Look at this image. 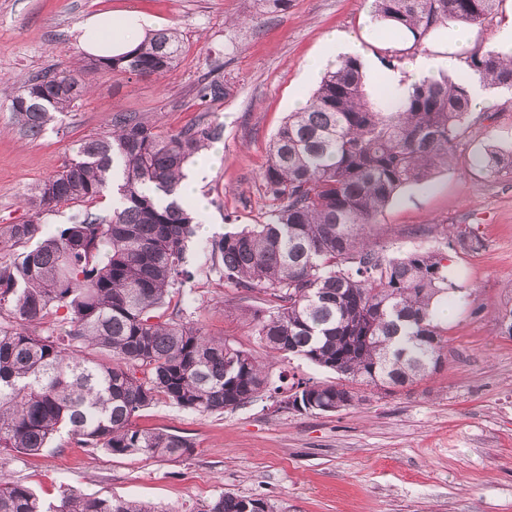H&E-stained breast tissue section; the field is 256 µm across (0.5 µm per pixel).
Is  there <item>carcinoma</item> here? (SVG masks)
<instances>
[{"label": "carcinoma", "mask_w": 512, "mask_h": 512, "mask_svg": "<svg viewBox=\"0 0 512 512\" xmlns=\"http://www.w3.org/2000/svg\"><path fill=\"white\" fill-rule=\"evenodd\" d=\"M500 0H373L394 68L440 29L483 25ZM182 51L176 29L100 58V74L161 76ZM456 79L428 77L408 97L372 92L360 64L345 58L322 76L308 105L274 135L263 171L259 224L210 240L224 283L269 296L253 313L270 361L209 335L174 291L193 278L187 256L197 214L177 196L190 159L221 136L217 126L161 136L135 112L116 113L102 134L81 140L62 171L27 198L32 216L0 226V449L38 455L66 436L114 456L179 458L182 436L141 429L135 418L161 401L199 413L255 401L280 358L298 357L336 374L298 380L287 403L333 414L368 389L393 391L441 368L448 327L434 309L448 298L446 257L432 251L384 257L366 228L405 186L448 164L469 114V80L512 90V56L478 47ZM85 92L64 68L27 80L10 111L27 136L75 107ZM490 173L512 167V150L476 158ZM112 190L120 205L101 216L83 204ZM74 208L53 231L40 215ZM68 330L51 327L58 314ZM0 512H157L138 499L65 487L47 502L21 483L0 487ZM198 512H274L261 497L225 493Z\"/></svg>", "instance_id": "cac0c4a2"}]
</instances>
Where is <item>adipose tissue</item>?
Wrapping results in <instances>:
<instances>
[{"instance_id": "ef3b65f1", "label": "adipose tissue", "mask_w": 512, "mask_h": 512, "mask_svg": "<svg viewBox=\"0 0 512 512\" xmlns=\"http://www.w3.org/2000/svg\"><path fill=\"white\" fill-rule=\"evenodd\" d=\"M147 24V19L139 14H94L82 23L80 42L86 52L95 56L120 54L140 43ZM473 39L472 31L465 27L457 26L442 31L434 53L410 55L402 68L387 73V89L403 96L408 94L414 84L436 70L442 69L452 74L462 73L463 64L459 53L468 48ZM360 52L359 43L350 35L336 31L328 34L322 49L304 61L303 82H316L331 64L342 58L358 55Z\"/></svg>"}]
</instances>
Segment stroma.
I'll list each match as a JSON object with an SVG mask.
<instances>
[{
  "label": "stroma",
  "mask_w": 512,
  "mask_h": 512,
  "mask_svg": "<svg viewBox=\"0 0 512 512\" xmlns=\"http://www.w3.org/2000/svg\"><path fill=\"white\" fill-rule=\"evenodd\" d=\"M371 0H0V226L28 220L31 188L59 171L77 141L116 112L145 114L161 135L219 125L222 149L202 187L210 224H197L187 255L195 286L177 293L187 315L264 361L242 309L243 292L220 281L207 241L263 219L261 175L269 143L295 94L312 95L301 66L324 37L347 31L379 54L364 27ZM142 14L177 28L183 52L159 78H110L85 69L80 27L90 15ZM72 66L83 100L38 139L15 122L8 98L31 77ZM220 82L223 97L201 101ZM512 148V93L489 90L471 113L448 165L402 188L367 232L388 257L447 255L458 287L447 315L448 360L390 393L375 391L334 414L281 409L270 395L236 410L198 413L161 402L141 428L186 437L177 460L114 456L69 443L33 457L0 452V484L21 483L49 501L61 488L135 498L163 512H197L223 493L262 497L275 512H512V170L475 161ZM464 240L449 241V227Z\"/></svg>",
  "instance_id": "1"
}]
</instances>
